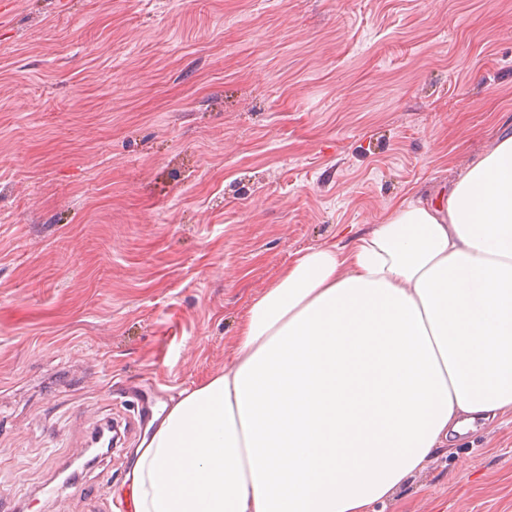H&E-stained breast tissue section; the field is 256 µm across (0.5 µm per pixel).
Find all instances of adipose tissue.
Here are the masks:
<instances>
[{"instance_id":"1","label":"adipose tissue","mask_w":512,"mask_h":512,"mask_svg":"<svg viewBox=\"0 0 512 512\" xmlns=\"http://www.w3.org/2000/svg\"><path fill=\"white\" fill-rule=\"evenodd\" d=\"M508 413L512 134L436 198L284 267L115 494L130 512H376Z\"/></svg>"}]
</instances>
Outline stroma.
<instances>
[{"label":"stroma","mask_w":512,"mask_h":512,"mask_svg":"<svg viewBox=\"0 0 512 512\" xmlns=\"http://www.w3.org/2000/svg\"><path fill=\"white\" fill-rule=\"evenodd\" d=\"M512 133V0H0V495L125 512L168 403L306 250ZM381 512H512V416Z\"/></svg>","instance_id":"1"}]
</instances>
